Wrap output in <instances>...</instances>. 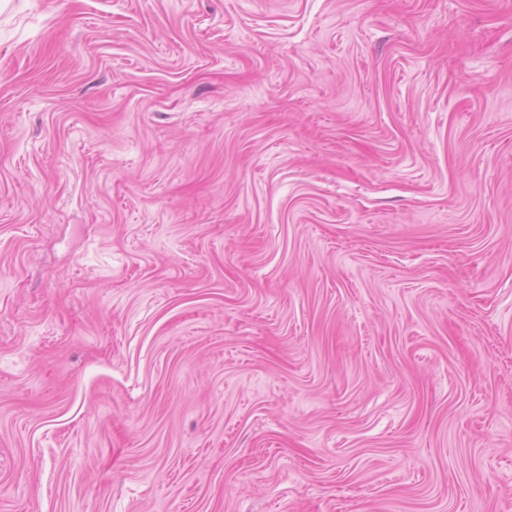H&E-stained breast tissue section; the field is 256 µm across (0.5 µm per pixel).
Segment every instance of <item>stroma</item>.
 Instances as JSON below:
<instances>
[{"mask_svg":"<svg viewBox=\"0 0 512 512\" xmlns=\"http://www.w3.org/2000/svg\"><path fill=\"white\" fill-rule=\"evenodd\" d=\"M0 512H512V0H5Z\"/></svg>","mask_w":512,"mask_h":512,"instance_id":"1","label":"stroma"}]
</instances>
